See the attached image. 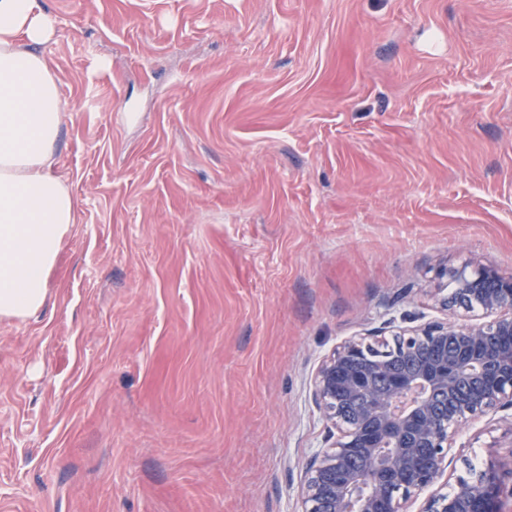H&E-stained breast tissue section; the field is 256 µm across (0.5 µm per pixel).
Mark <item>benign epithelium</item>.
I'll return each mask as SVG.
<instances>
[{
    "label": "benign epithelium",
    "instance_id": "obj_1",
    "mask_svg": "<svg viewBox=\"0 0 512 512\" xmlns=\"http://www.w3.org/2000/svg\"><path fill=\"white\" fill-rule=\"evenodd\" d=\"M454 280L441 300L448 321L396 335L407 353L435 343L433 365L396 369L378 355L384 340L350 338L318 368L315 400L337 437L305 468L302 512H408L419 498L420 512H501L493 467L456 479L448 492L439 480L461 425L512 409V277L484 266ZM462 385L471 396L438 416L434 394Z\"/></svg>",
    "mask_w": 512,
    "mask_h": 512
}]
</instances>
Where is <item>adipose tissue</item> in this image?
<instances>
[{
    "label": "adipose tissue",
    "instance_id": "adipose-tissue-1",
    "mask_svg": "<svg viewBox=\"0 0 512 512\" xmlns=\"http://www.w3.org/2000/svg\"><path fill=\"white\" fill-rule=\"evenodd\" d=\"M54 28L40 0H0V319L46 306L77 218L75 197L53 171L65 102L41 48Z\"/></svg>",
    "mask_w": 512,
    "mask_h": 512
}]
</instances>
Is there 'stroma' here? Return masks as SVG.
Wrapping results in <instances>:
<instances>
[{
    "mask_svg": "<svg viewBox=\"0 0 512 512\" xmlns=\"http://www.w3.org/2000/svg\"><path fill=\"white\" fill-rule=\"evenodd\" d=\"M43 6L77 222L0 321V512H301L323 360L512 276V0Z\"/></svg>",
    "mask_w": 512,
    "mask_h": 512,
    "instance_id": "1",
    "label": "stroma"
}]
</instances>
